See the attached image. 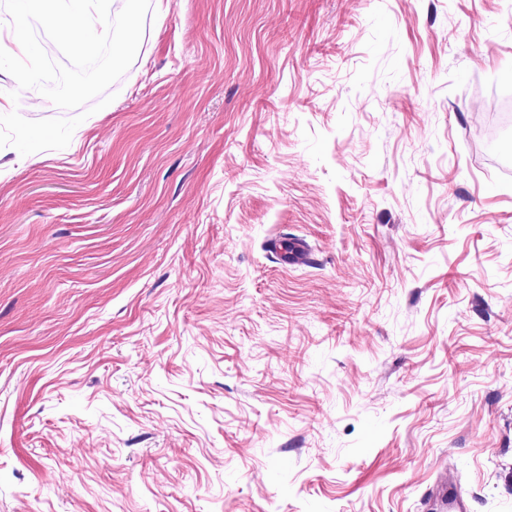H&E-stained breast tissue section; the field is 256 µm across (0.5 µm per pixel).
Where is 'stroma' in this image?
<instances>
[{
	"mask_svg": "<svg viewBox=\"0 0 512 512\" xmlns=\"http://www.w3.org/2000/svg\"><path fill=\"white\" fill-rule=\"evenodd\" d=\"M502 83L512 0L149 15L66 148H0V512H512ZM435 505L441 511L468 512V507L463 497L451 483L445 482L436 492Z\"/></svg>",
	"mask_w": 512,
	"mask_h": 512,
	"instance_id": "stroma-1",
	"label": "stroma"
}]
</instances>
